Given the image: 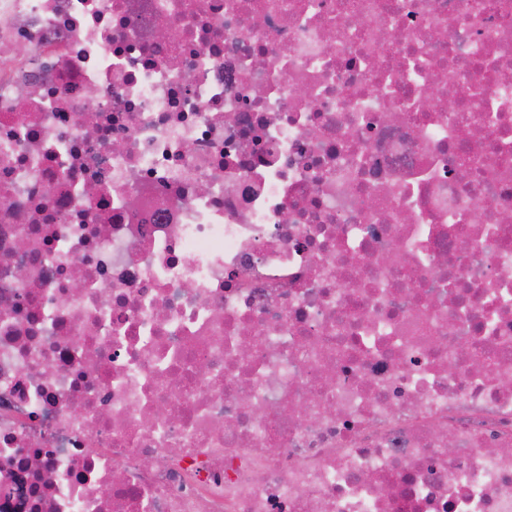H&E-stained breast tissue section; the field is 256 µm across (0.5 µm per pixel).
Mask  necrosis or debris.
<instances>
[{
    "label": "necrosis or debris",
    "instance_id": "obj_1",
    "mask_svg": "<svg viewBox=\"0 0 512 512\" xmlns=\"http://www.w3.org/2000/svg\"><path fill=\"white\" fill-rule=\"evenodd\" d=\"M0 512H512V0H0Z\"/></svg>",
    "mask_w": 512,
    "mask_h": 512
}]
</instances>
